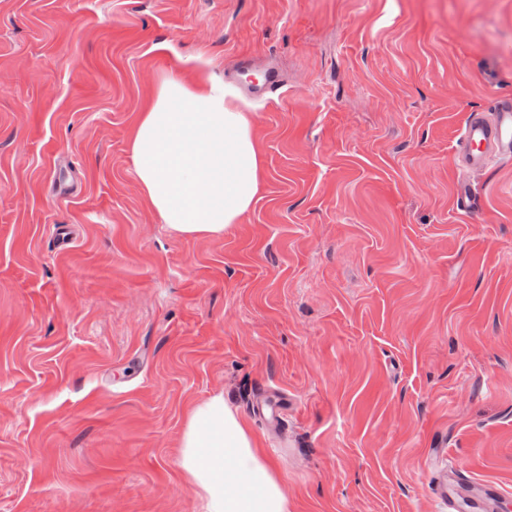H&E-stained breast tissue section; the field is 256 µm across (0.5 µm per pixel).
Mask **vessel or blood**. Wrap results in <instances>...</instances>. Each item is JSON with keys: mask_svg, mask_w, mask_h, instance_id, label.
<instances>
[{"mask_svg": "<svg viewBox=\"0 0 512 512\" xmlns=\"http://www.w3.org/2000/svg\"><path fill=\"white\" fill-rule=\"evenodd\" d=\"M492 119L470 115L460 135L458 160L471 169L482 168L494 158L512 157V98L493 102ZM465 485L448 468H440L435 494L443 501L464 491Z\"/></svg>", "mask_w": 512, "mask_h": 512, "instance_id": "vessel-or-blood-1", "label": "vessel or blood"}]
</instances>
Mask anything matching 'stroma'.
I'll list each match as a JSON object with an SVG mask.
<instances>
[{"mask_svg":"<svg viewBox=\"0 0 512 512\" xmlns=\"http://www.w3.org/2000/svg\"><path fill=\"white\" fill-rule=\"evenodd\" d=\"M270 66L259 202L173 233L139 112ZM503 96L512 0H0V512H197L179 440L216 392L289 512H467L440 459L512 512V160L455 163ZM464 483L467 482L458 479L452 470H448L447 466L442 467L439 470L435 495L445 502L452 503L451 495L465 491Z\"/></svg>","mask_w":512,"mask_h":512,"instance_id":"35a3bbf8","label":"stroma"}]
</instances>
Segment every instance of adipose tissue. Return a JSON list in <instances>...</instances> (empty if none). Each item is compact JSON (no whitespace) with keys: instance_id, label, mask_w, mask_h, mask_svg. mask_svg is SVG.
Listing matches in <instances>:
<instances>
[{"instance_id":"1","label":"adipose tissue","mask_w":512,"mask_h":512,"mask_svg":"<svg viewBox=\"0 0 512 512\" xmlns=\"http://www.w3.org/2000/svg\"><path fill=\"white\" fill-rule=\"evenodd\" d=\"M129 146L145 197L178 234L223 235L260 198L254 120L222 84L170 75ZM179 448L199 512H288L279 471L223 393L189 406Z\"/></svg>"}]
</instances>
